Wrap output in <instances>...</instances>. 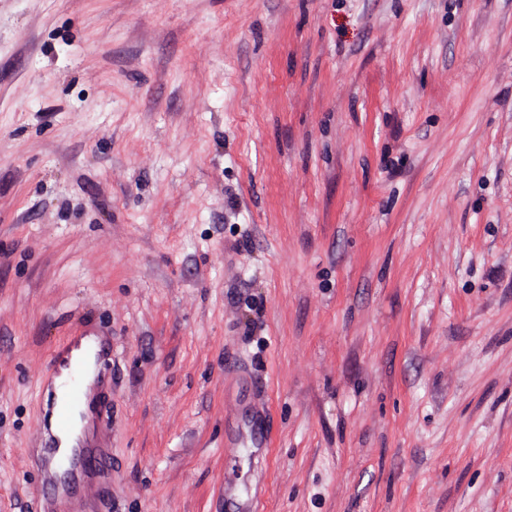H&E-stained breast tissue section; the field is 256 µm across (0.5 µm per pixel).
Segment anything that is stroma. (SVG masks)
<instances>
[{
	"mask_svg": "<svg viewBox=\"0 0 512 512\" xmlns=\"http://www.w3.org/2000/svg\"><path fill=\"white\" fill-rule=\"evenodd\" d=\"M0 512H512V0H0ZM93 351V343L83 345L76 339L63 354L53 355L47 364L44 377L53 383L49 392V428L54 422L60 434H75L76 413L88 398L84 380L89 371V355ZM57 389H60L59 397Z\"/></svg>",
	"mask_w": 512,
	"mask_h": 512,
	"instance_id": "35a3bbf8",
	"label": "stroma"
}]
</instances>
